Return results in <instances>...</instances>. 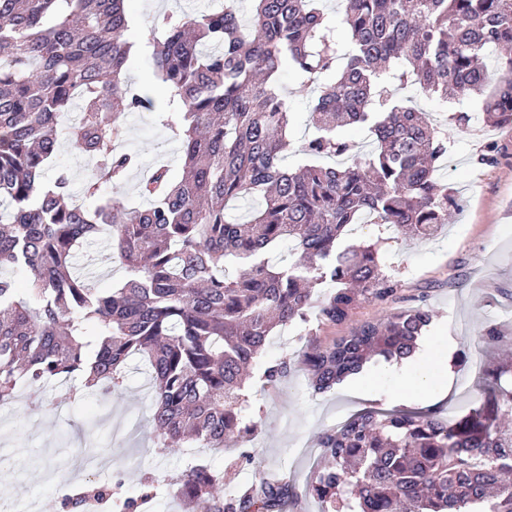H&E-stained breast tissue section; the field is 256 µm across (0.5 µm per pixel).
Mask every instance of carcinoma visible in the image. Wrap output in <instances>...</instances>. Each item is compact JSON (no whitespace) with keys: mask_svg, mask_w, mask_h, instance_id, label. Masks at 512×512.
<instances>
[{"mask_svg":"<svg viewBox=\"0 0 512 512\" xmlns=\"http://www.w3.org/2000/svg\"><path fill=\"white\" fill-rule=\"evenodd\" d=\"M234 0L192 17L165 15L152 29L155 76L176 89L167 124L180 128L184 169L173 183L160 166L139 186L143 208L106 199L87 208L66 173L44 191L58 136L92 164L84 195L120 184L135 165L116 150L122 118L153 108L125 80L135 18L125 0H0V407L22 383L67 381L87 392L119 389L124 366L147 365L151 424L162 447L183 441L222 451L246 441L249 366L273 329L328 324L360 304L385 301L399 280L383 270L392 237L344 245L369 220L395 238L427 240L456 203L436 162L448 139L422 112L398 104L407 84L445 104L469 100L487 123L512 126V0H346L342 40L318 0ZM506 55L491 71L487 50ZM311 90L316 134L301 151L342 158L335 166L283 165L291 106L281 77ZM80 102V118L61 116ZM357 124L374 138L363 154L336 130ZM256 198L244 223L227 204ZM108 235L106 260L123 283L100 292L73 266L84 243ZM290 242L285 267L269 255ZM28 276L19 286L15 272ZM422 307L366 321L332 345L304 354L309 387L324 393L382 357L415 353L431 324ZM480 399L447 420L435 409L369 408L319 437L323 466L308 491L347 512H512V362L487 371ZM115 483L73 490L112 500ZM186 512H281L287 483L261 494L224 491L197 465L180 475Z\"/></svg>","mask_w":512,"mask_h":512,"instance_id":"obj_1","label":"carcinoma"}]
</instances>
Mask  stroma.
I'll use <instances>...</instances> for the list:
<instances>
[{
	"instance_id": "1",
	"label": "stroma",
	"mask_w": 512,
	"mask_h": 512,
	"mask_svg": "<svg viewBox=\"0 0 512 512\" xmlns=\"http://www.w3.org/2000/svg\"><path fill=\"white\" fill-rule=\"evenodd\" d=\"M217 2L128 0L138 27L127 82L148 91L155 108L125 115L121 148L137 155L138 168L123 185L103 186L102 198L114 196L129 206L143 207L147 201L137 193L142 170L165 166L172 178H180L181 138L164 124L171 96L151 68L150 30L156 17L191 14ZM282 87L294 110L288 129L292 150L285 159L294 169L304 160L301 146L313 134L307 123L311 93L290 72L283 75ZM397 97L426 112L447 137L448 156L438 175L453 189L458 208L435 237L405 239L386 247L382 264L398 275L396 296L361 304L340 325L312 320L276 329L248 382L247 418L255 428L247 442L231 451L193 456L179 446L158 448L149 422L147 374L137 359L126 368L117 396L86 394L73 400L67 382L22 386L16 405L0 409V512H38L45 501L62 502L67 484L92 477L108 481L119 472L125 477L120 490L124 497L138 496L143 480L169 481L143 500L138 512H183L175 479L198 463L223 475L227 492L236 494L280 479L296 490L282 512H320L318 500L305 493L319 460L320 433L368 407L445 410L473 402V394L464 393L460 382L470 378L472 358L485 365L496 354L495 349L481 347L480 331H512V127L484 125L475 133L449 121L440 101L414 87L399 90ZM61 169L70 175L74 196L82 197L92 165L64 139L45 170L46 180H53ZM415 306L429 310L432 323L418 341L409 377L390 373L381 362L368 365L332 391L316 394L309 389L302 363L308 347L331 345L363 322ZM285 357L291 360L288 375L266 382V365ZM447 362L454 371L447 394L423 398L416 378H440Z\"/></svg>"
}]
</instances>
